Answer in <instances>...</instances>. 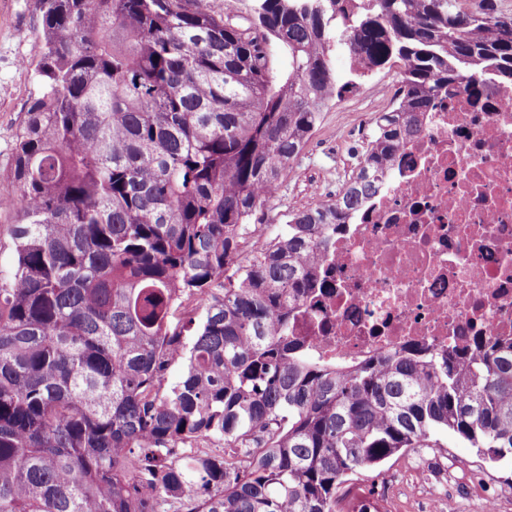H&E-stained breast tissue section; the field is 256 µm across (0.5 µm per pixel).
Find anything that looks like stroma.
Wrapping results in <instances>:
<instances>
[{"label": "stroma", "instance_id": "35a3bbf8", "mask_svg": "<svg viewBox=\"0 0 512 512\" xmlns=\"http://www.w3.org/2000/svg\"><path fill=\"white\" fill-rule=\"evenodd\" d=\"M38 0H0V193L10 191L6 178L13 157L17 127L37 92L33 69L40 57ZM351 92L323 115L296 166L320 176L337 168L336 148L328 133L342 112L348 111ZM305 191L285 181L275 203L257 211L254 221L266 225L269 235L286 231L289 212L307 207ZM436 448H410L376 469L354 475L352 492L343 498L340 512H357L364 503L377 512H432L435 498H446L451 512H471L473 495H500L503 512H512V464L491 465L475 449L451 436H440Z\"/></svg>", "mask_w": 512, "mask_h": 512}]
</instances>
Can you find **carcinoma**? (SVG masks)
Returning <instances> with one entry per match:
<instances>
[{"mask_svg":"<svg viewBox=\"0 0 512 512\" xmlns=\"http://www.w3.org/2000/svg\"><path fill=\"white\" fill-rule=\"evenodd\" d=\"M39 2L0 267V512H336L351 476L441 433L512 460L511 338L347 369L288 331L431 101L512 82V17L493 0H259L245 19ZM397 64L398 104L340 199L241 262L323 112Z\"/></svg>","mask_w":512,"mask_h":512,"instance_id":"1","label":"carcinoma"}]
</instances>
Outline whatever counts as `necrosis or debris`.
<instances>
[{
  "instance_id": "1",
  "label": "necrosis or debris",
  "mask_w": 512,
  "mask_h": 512,
  "mask_svg": "<svg viewBox=\"0 0 512 512\" xmlns=\"http://www.w3.org/2000/svg\"><path fill=\"white\" fill-rule=\"evenodd\" d=\"M320 271L288 324L317 358L512 338V83L439 94Z\"/></svg>"
}]
</instances>
